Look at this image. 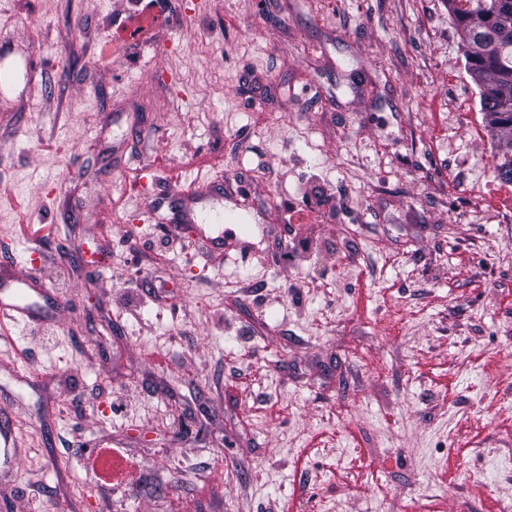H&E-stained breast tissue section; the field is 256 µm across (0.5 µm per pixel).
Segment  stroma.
<instances>
[{
    "mask_svg": "<svg viewBox=\"0 0 512 512\" xmlns=\"http://www.w3.org/2000/svg\"><path fill=\"white\" fill-rule=\"evenodd\" d=\"M503 150L447 0H0V512H512ZM33 284L26 279H1L0 282V318L13 322L24 321L36 323L40 321L39 311L42 308L36 303H31L28 290L36 292L45 301L52 300L53 292L46 288H31Z\"/></svg>",
    "mask_w": 512,
    "mask_h": 512,
    "instance_id": "35a3bbf8",
    "label": "stroma"
}]
</instances>
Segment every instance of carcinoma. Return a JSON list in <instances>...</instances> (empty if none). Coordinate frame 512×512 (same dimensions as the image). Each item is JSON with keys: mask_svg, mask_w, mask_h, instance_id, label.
<instances>
[{"mask_svg": "<svg viewBox=\"0 0 512 512\" xmlns=\"http://www.w3.org/2000/svg\"><path fill=\"white\" fill-rule=\"evenodd\" d=\"M448 7L489 131L512 144V0H448ZM495 173L512 186V151L498 157Z\"/></svg>", "mask_w": 512, "mask_h": 512, "instance_id": "1", "label": "carcinoma"}]
</instances>
